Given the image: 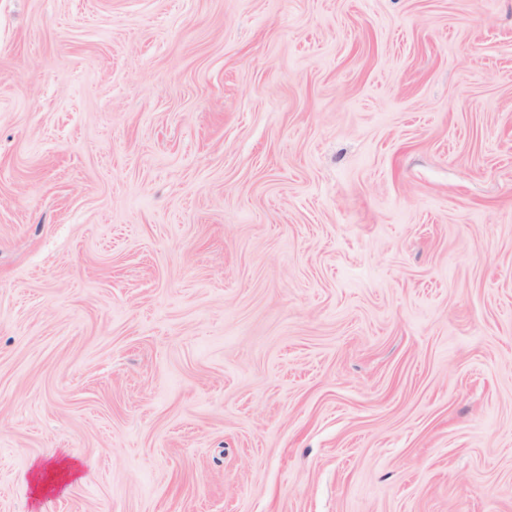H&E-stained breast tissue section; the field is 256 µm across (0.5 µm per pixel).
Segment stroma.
Wrapping results in <instances>:
<instances>
[{
	"label": "stroma",
	"mask_w": 512,
	"mask_h": 512,
	"mask_svg": "<svg viewBox=\"0 0 512 512\" xmlns=\"http://www.w3.org/2000/svg\"><path fill=\"white\" fill-rule=\"evenodd\" d=\"M0 512H512V0H0Z\"/></svg>",
	"instance_id": "1"
}]
</instances>
